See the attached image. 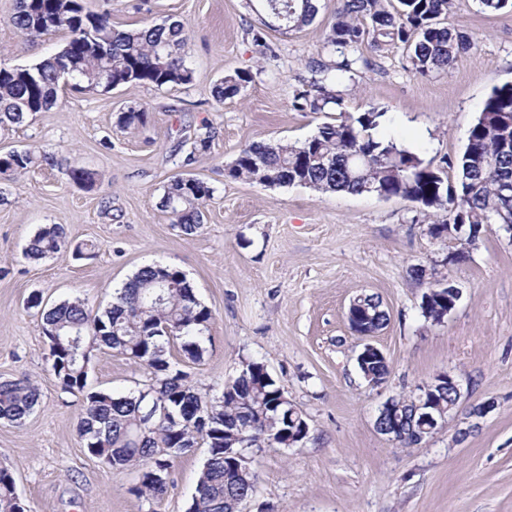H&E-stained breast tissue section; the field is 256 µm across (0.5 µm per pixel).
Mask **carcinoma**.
<instances>
[{
  "mask_svg": "<svg viewBox=\"0 0 512 512\" xmlns=\"http://www.w3.org/2000/svg\"><path fill=\"white\" fill-rule=\"evenodd\" d=\"M266 14L264 26L296 31L318 13L317 0H258ZM483 13L512 11V0H477ZM456 0H397L387 9L383 0H336L327 47L339 61H309L314 79L297 90L293 107L298 111L340 112L341 120L324 123L302 142H255L244 147L227 168V177L263 187L300 185L321 193L345 192L401 198L416 205L424 217L434 211L448 218L429 225L432 237L448 231L450 224H465L467 231L486 224H512V82L493 87L471 125L467 144L457 161L458 178L442 172L419 154L380 132L385 113L370 109L353 114L336 85L352 79L367 44L379 48L401 43L408 51L411 72L421 78L447 72L473 47L471 38L448 26ZM26 38L64 32L58 52L29 66L0 65V131L20 125L33 113L46 112L56 102L59 71L65 67L76 90H98L108 77L112 85H152L157 88L192 83L194 71L187 62L188 35L176 22L119 30L112 11H92L85 0H16L9 18ZM251 74L238 71L215 86L218 101L236 96ZM144 109L118 114L117 123L130 128L146 124ZM216 131L205 126L194 133L185 164L206 153ZM37 163L65 169L69 180L93 187L98 173L63 166L54 155L31 150L0 154V179L10 181ZM213 198L205 182L183 175L163 188L160 206L187 235L203 223V210ZM67 245L63 226L40 228L29 240L24 256L45 259ZM424 318L437 319L448 304V291L437 280ZM375 328H383L388 313L373 295L358 299ZM29 307L39 309L42 333L51 344V369L66 391H82L94 352L113 350L139 361L151 373L145 388L128 394L92 391L86 395L77 424L88 453L115 469L145 465L139 493L161 497L167 486L152 478L169 474L174 461L202 440L207 456L186 512H240L244 499L255 489L253 463L226 453L242 438L250 447L265 443L286 445L288 432L307 425L305 417L293 422L290 407L280 402L282 388L264 363H243L238 374L224 384L219 396L199 393L188 375L176 368L168 348L179 344L183 356L199 362L206 353L204 331L211 312L201 304L193 286L179 269L161 263L138 269L102 313L94 314L80 299L51 306L34 295ZM364 376L381 381L388 374L384 359L359 363ZM38 386L29 378L0 381V421L20 424L39 403ZM0 512H25L15 492V480L0 467Z\"/></svg>",
  "mask_w": 512,
  "mask_h": 512,
  "instance_id": "1",
  "label": "carcinoma"
}]
</instances>
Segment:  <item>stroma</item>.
<instances>
[{
    "label": "stroma",
    "mask_w": 512,
    "mask_h": 512,
    "mask_svg": "<svg viewBox=\"0 0 512 512\" xmlns=\"http://www.w3.org/2000/svg\"><path fill=\"white\" fill-rule=\"evenodd\" d=\"M108 9L116 28L177 21L188 36L192 83L174 88L125 85L105 93L63 86L53 107L0 132V147L65 157L94 170L85 189L58 169L37 165L0 181V381L30 378L40 389L36 411L19 426L0 423V467L13 475L28 512H185L206 455L199 445L176 459L167 494H138L141 470L115 469L90 455L77 433L85 393L62 389L48 359L37 309L26 302L85 299L106 307L142 266L177 267L211 312L201 362L171 346L170 359L201 392L219 394L243 361L263 362L305 416L309 433L296 447L252 449L256 491L242 512H512V236L485 233L462 265L448 271L460 289L441 323L421 314L424 284L412 268H432L446 251L400 198L270 189L226 177L253 142H301L333 112L299 111L293 94L310 81L309 59L323 52L336 0L294 32H266L270 52L253 34L263 11L248 0H88ZM0 0V64L25 66L57 51L61 33L28 40ZM474 47L454 68L414 76L402 44L364 48V61L342 84L349 112L385 111L386 130L449 180L468 131L491 89L512 81V12L480 13L472 0L448 17ZM248 71L239 95L217 100L224 76ZM148 113L124 130L118 113ZM218 135L206 155L185 164L190 138L203 125ZM199 178L214 194L196 233L184 234L160 206L174 175ZM59 224L69 248L32 262L23 251L44 225ZM90 244L85 258L76 244ZM375 295L389 313L370 342L388 363L384 384L371 385L356 357L362 347L347 311ZM462 385L446 426L402 448L377 432L390 397L409 396L437 374ZM142 364L98 351L86 391L129 392L149 384ZM494 408L470 429L471 407ZM466 438H459L462 428Z\"/></svg>",
    "instance_id": "1"
}]
</instances>
